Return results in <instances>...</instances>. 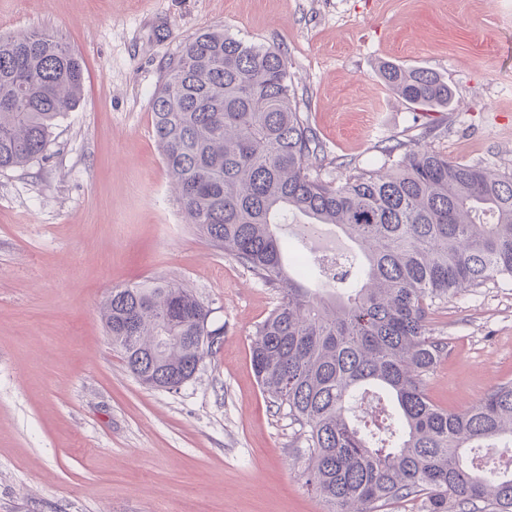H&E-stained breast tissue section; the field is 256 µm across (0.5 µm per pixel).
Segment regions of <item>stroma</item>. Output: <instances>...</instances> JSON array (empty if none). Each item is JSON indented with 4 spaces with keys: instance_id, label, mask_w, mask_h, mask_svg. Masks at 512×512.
<instances>
[{
    "instance_id": "1",
    "label": "stroma",
    "mask_w": 512,
    "mask_h": 512,
    "mask_svg": "<svg viewBox=\"0 0 512 512\" xmlns=\"http://www.w3.org/2000/svg\"><path fill=\"white\" fill-rule=\"evenodd\" d=\"M208 30L286 54L324 181L387 171L389 145L512 174V0H0V34L53 33L84 68L45 156L0 169V512H326L252 367L281 294L187 224L153 130L169 61ZM384 62L435 72L451 105L407 103ZM155 279L224 329L175 390L136 379L101 318L112 288ZM427 325L448 341L436 405L512 382V280L458 290Z\"/></svg>"
}]
</instances>
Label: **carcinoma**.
<instances>
[{
    "mask_svg": "<svg viewBox=\"0 0 512 512\" xmlns=\"http://www.w3.org/2000/svg\"><path fill=\"white\" fill-rule=\"evenodd\" d=\"M379 77L410 104L452 102L427 68L385 62ZM82 86L80 58L55 35H0V169L44 153ZM151 109L187 223L283 294L256 328L252 366L299 424L301 476L329 512L410 498L424 512H512V473L481 455L512 448V383L459 410L425 392L444 349L427 327L429 306L512 279V177L418 148L388 172L326 183L311 174L324 147L299 111L286 55L220 31L183 44ZM299 216L358 245L331 293L285 264L280 230ZM210 314L169 281L114 288L101 309L127 369L171 390L222 342ZM369 398L387 406L371 426L360 410Z\"/></svg>",
    "mask_w": 512,
    "mask_h": 512,
    "instance_id": "carcinoma-1",
    "label": "carcinoma"
}]
</instances>
